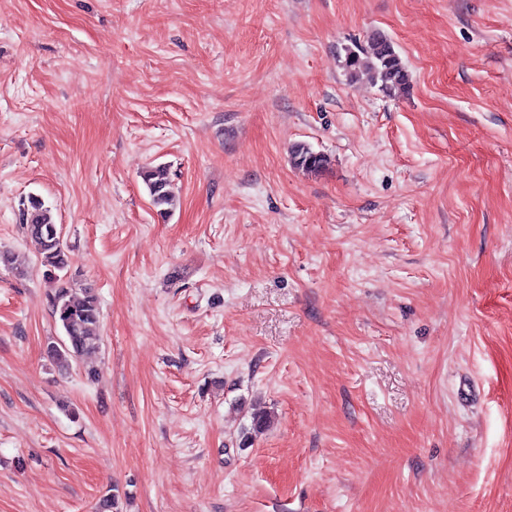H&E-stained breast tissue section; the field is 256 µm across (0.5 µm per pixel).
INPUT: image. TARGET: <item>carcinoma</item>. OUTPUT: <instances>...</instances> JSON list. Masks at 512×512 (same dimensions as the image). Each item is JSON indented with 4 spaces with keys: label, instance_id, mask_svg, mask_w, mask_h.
Instances as JSON below:
<instances>
[{
    "label": "carcinoma",
    "instance_id": "carcinoma-1",
    "mask_svg": "<svg viewBox=\"0 0 512 512\" xmlns=\"http://www.w3.org/2000/svg\"><path fill=\"white\" fill-rule=\"evenodd\" d=\"M340 60L345 75L351 80L367 78L379 86L385 94H392L409 86L410 77L391 39L382 32L372 33L367 46L344 48ZM290 161L294 168L316 174L324 166V158L307 145L299 143L291 147ZM143 181L149 191L151 203L161 215L170 213L174 205L171 180L167 167L157 165L148 168ZM26 233L41 249L43 277L53 291L49 295L52 312L65 333L62 343L47 347L48 357L64 369L100 349V307L98 297L88 287L83 295L73 294L76 282L68 276V260L60 239L49 236V230L57 227L51 209L36 196L28 197L21 213ZM251 429L255 432L270 427L273 416L261 406H254L250 414Z\"/></svg>",
    "mask_w": 512,
    "mask_h": 512
}]
</instances>
